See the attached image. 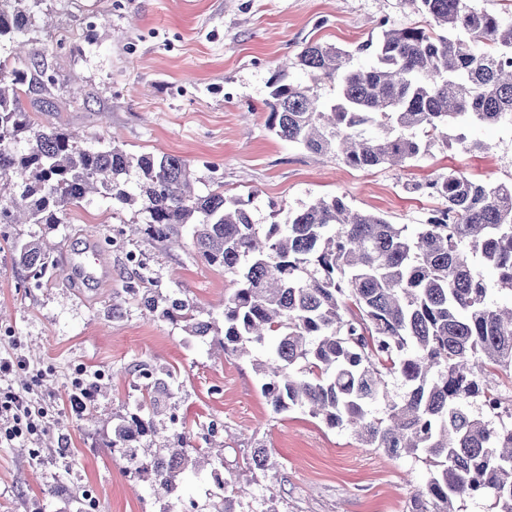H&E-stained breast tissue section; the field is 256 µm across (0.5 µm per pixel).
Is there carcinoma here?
I'll return each instance as SVG.
<instances>
[{
    "label": "carcinoma",
    "instance_id": "1",
    "mask_svg": "<svg viewBox=\"0 0 512 512\" xmlns=\"http://www.w3.org/2000/svg\"><path fill=\"white\" fill-rule=\"evenodd\" d=\"M41 2L0 0V44L12 49L0 56V224L55 230L96 194L139 207L147 219L132 234L155 243L175 245L191 225L202 259L231 277L224 329L138 272L131 291L146 310L190 336L223 335L227 353L267 349L255 370L274 413L306 411L390 457L423 455L430 476L410 512H461L476 496L512 512V424L502 420L512 417V399L489 382L503 375L512 384V299L491 298L494 288L512 294V181L450 169L414 184L439 206L412 233L338 195L288 212L283 224H258L249 202L225 196L222 182L196 194L178 157L134 156L114 140L86 147L33 119L23 98L41 112L55 99L44 52L22 56ZM406 2L425 23L384 28L359 45L366 66L335 45L307 44L294 65L309 83L282 72L270 83L269 130L359 170L401 166L439 137L463 153L485 151L469 129L512 124V22L471 0ZM325 80L336 83L329 102L314 94ZM11 250L37 287L56 268L53 249L39 241H13ZM143 375L151 385L112 423L111 449L173 496L185 475L217 470L224 456L169 427L172 374ZM391 378L401 391L389 388ZM158 438L164 448L149 452ZM252 468H273L266 448L254 449ZM231 486L224 480L209 498L213 512H237L244 490L232 495Z\"/></svg>",
    "mask_w": 512,
    "mask_h": 512
}]
</instances>
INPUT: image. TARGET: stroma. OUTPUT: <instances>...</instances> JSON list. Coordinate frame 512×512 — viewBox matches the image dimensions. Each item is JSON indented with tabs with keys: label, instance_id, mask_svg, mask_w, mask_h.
I'll return each mask as SVG.
<instances>
[{
	"label": "stroma",
	"instance_id": "stroma-1",
	"mask_svg": "<svg viewBox=\"0 0 512 512\" xmlns=\"http://www.w3.org/2000/svg\"><path fill=\"white\" fill-rule=\"evenodd\" d=\"M419 17L402 0H42L29 35L46 49L57 80L55 109L39 122L88 137L115 139L129 153L169 154L187 162L198 192L212 182L248 198L256 223L273 208L298 210L340 195L390 223H423L435 199L412 183L457 167L477 178L512 179V132L478 128L487 145L465 154L434 145L402 166L369 170L318 156L275 136L266 125L269 83L284 61L312 41L353 51L382 25L406 27ZM134 209L113 213L94 198L71 208L68 221L45 233L39 224H0V352L18 348L40 377L18 372L12 386H33L48 419L33 448L0 446V512H68V494L89 495L91 512H209L203 477H187L178 498L152 496L108 446L112 419L144 392L143 368L175 374L177 424L198 446L224 448V476L246 490L242 512H409L429 476L411 456L388 457L354 433L330 429L307 412L273 413L260 390L253 356L222 352L181 326L148 312L130 293L127 252L146 258L147 272L179 290L204 313L222 318L229 276L198 254L191 231L166 249L127 235L144 223ZM48 237L54 260L97 247L105 272L68 279L59 272L41 287L23 280L10 241ZM106 374L92 413L72 418L67 396L76 376ZM273 470H252L257 445ZM55 496H47L49 487Z\"/></svg>",
	"mask_w": 512,
	"mask_h": 512
}]
</instances>
